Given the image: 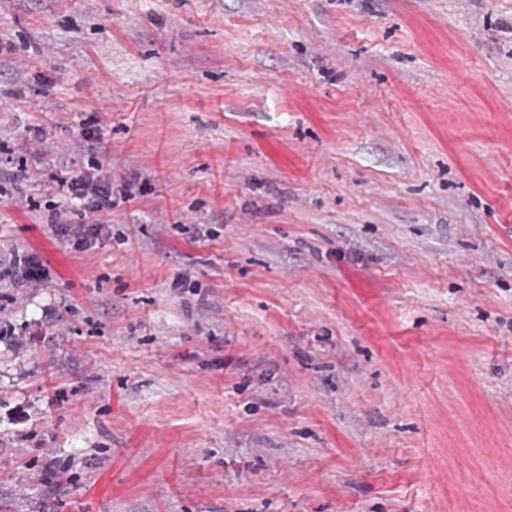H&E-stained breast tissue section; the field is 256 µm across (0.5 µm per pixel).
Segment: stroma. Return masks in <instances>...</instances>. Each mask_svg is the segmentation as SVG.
<instances>
[{
  "mask_svg": "<svg viewBox=\"0 0 512 512\" xmlns=\"http://www.w3.org/2000/svg\"><path fill=\"white\" fill-rule=\"evenodd\" d=\"M18 255L0 512H512V0H0ZM103 166L96 160L89 167L92 171L81 169L72 176L55 179L60 202L50 223L57 232L71 236L78 248L88 245L97 233V224L85 226L89 216L112 206V183L103 178ZM17 282L23 284H37L45 276L44 269L39 262L30 256L15 258L13 270L8 271Z\"/></svg>",
  "mask_w": 512,
  "mask_h": 512,
  "instance_id": "1",
  "label": "stroma"
}]
</instances>
